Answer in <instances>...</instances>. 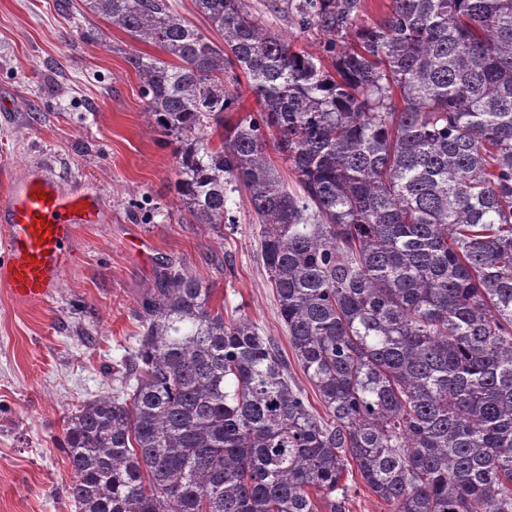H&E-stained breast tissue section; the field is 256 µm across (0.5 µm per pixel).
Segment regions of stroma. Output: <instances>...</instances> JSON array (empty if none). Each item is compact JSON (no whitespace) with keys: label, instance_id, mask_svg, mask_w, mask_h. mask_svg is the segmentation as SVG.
Masks as SVG:
<instances>
[{"label":"stroma","instance_id":"35a3bbf8","mask_svg":"<svg viewBox=\"0 0 512 512\" xmlns=\"http://www.w3.org/2000/svg\"><path fill=\"white\" fill-rule=\"evenodd\" d=\"M57 2L0 0V190L39 173L62 190L96 193L102 221L79 225L78 259L54 300L19 303L0 290V512H74L62 421L111 392L164 259L212 285L225 318L247 316L289 346L245 193L233 194L236 224L219 236L194 223L175 192L173 148L147 126L126 60L158 48ZM246 4L293 49L319 50L318 27L288 21L272 0Z\"/></svg>","mask_w":512,"mask_h":512}]
</instances>
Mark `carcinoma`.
Listing matches in <instances>:
<instances>
[{
  "label": "carcinoma",
  "instance_id": "cac0c4a2",
  "mask_svg": "<svg viewBox=\"0 0 512 512\" xmlns=\"http://www.w3.org/2000/svg\"><path fill=\"white\" fill-rule=\"evenodd\" d=\"M83 0L132 52L175 189L219 237L245 191L315 414L272 338L161 264L112 394L65 416L75 512H512V0H300L295 51L244 0ZM220 37L216 42L210 34ZM246 81L258 110L233 117ZM288 162L287 179L270 156ZM392 0H360V8L354 21L357 24L371 23L390 10ZM354 477L349 476V491L346 496L345 512H390L389 507L380 501L361 481L356 470Z\"/></svg>",
  "mask_w": 512,
  "mask_h": 512
}]
</instances>
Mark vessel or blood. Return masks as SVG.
<instances>
[{"label":"vessel or blood","instance_id":"1","mask_svg":"<svg viewBox=\"0 0 512 512\" xmlns=\"http://www.w3.org/2000/svg\"><path fill=\"white\" fill-rule=\"evenodd\" d=\"M98 214L88 192L61 191L41 174L11 180L0 194V288L24 302L52 299L76 259V225Z\"/></svg>","mask_w":512,"mask_h":512}]
</instances>
